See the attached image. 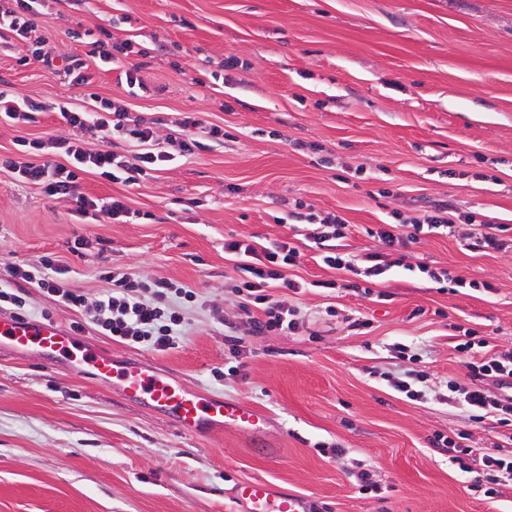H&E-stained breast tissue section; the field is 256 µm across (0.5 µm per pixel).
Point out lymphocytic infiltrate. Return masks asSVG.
<instances>
[{"label":"lymphocytic infiltrate","mask_w":512,"mask_h":512,"mask_svg":"<svg viewBox=\"0 0 512 512\" xmlns=\"http://www.w3.org/2000/svg\"><path fill=\"white\" fill-rule=\"evenodd\" d=\"M35 2L11 0L10 4H0V50L28 46L33 60L44 68L52 69L57 66V57L49 41L37 33L33 21L37 13ZM46 110L59 114L69 125L86 127L98 133L102 148L90 151L82 145L56 139L52 145L62 150L65 163L37 165L6 157L0 158V168L11 169L23 183L42 189L47 195L70 199L78 217L95 221L126 218L129 209L123 199L100 202L82 191L79 176L94 173L110 181L120 179L130 185H140L147 172L156 170L161 163L171 159L152 128L138 123L128 124L125 112L113 108L107 100L101 99L87 106L68 102L47 105L0 91V120L22 126L32 121L35 113ZM115 135L138 144V152L127 157L106 149V141ZM297 219L314 225L313 239L326 244L327 249L320 256L326 267L351 272L373 284L390 269V261L382 254L359 256L337 252L334 242L346 237L348 227L341 216L320 219L312 213H301ZM458 222L471 227L466 237L467 249L504 252L511 247L501 236L502 225L492 223L486 215L476 211L459 213L447 207L404 223L399 232L393 225H383L377 235L387 249L393 250L416 241L424 230L442 228L450 231ZM224 250L232 257L238 273L232 287L233 294L244 305L259 311L253 320V333L263 335L284 327L294 328L291 310L275 299L271 290L280 285L298 289V282L289 280L286 275L287 269L298 265L301 258L296 243L288 238L267 244L231 240L225 242ZM53 267L54 260L47 255L33 265L8 264V278L0 284V303L12 306L16 312H23L26 306L24 288L29 285L41 288L69 308L82 309L85 304L83 293L55 281L50 275ZM107 278L112 290L99 301L93 324L117 341L145 343L158 351L171 348L173 337L183 324L178 304L194 301L196 292L164 279L139 281L114 271L109 272ZM470 369L469 382L449 383V401L461 405L469 421H491L501 438L512 441V347L494 348L489 358L471 363ZM493 385L500 387V394L490 393L489 388ZM467 438V432L462 430L448 436L439 434L432 445L447 452L451 462L461 464L469 460L479 463L482 477L471 484L472 492L492 499L512 491V455L471 447L466 443Z\"/></svg>","instance_id":"obj_1"}]
</instances>
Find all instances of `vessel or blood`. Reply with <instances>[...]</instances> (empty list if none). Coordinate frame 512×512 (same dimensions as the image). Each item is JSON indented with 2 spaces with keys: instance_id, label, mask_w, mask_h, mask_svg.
Masks as SVG:
<instances>
[{
  "instance_id": "vessel-or-blood-1",
  "label": "vessel or blood",
  "mask_w": 512,
  "mask_h": 512,
  "mask_svg": "<svg viewBox=\"0 0 512 512\" xmlns=\"http://www.w3.org/2000/svg\"><path fill=\"white\" fill-rule=\"evenodd\" d=\"M29 351L51 368L75 373L118 389L123 398L169 418L183 434H196L233 422L260 430L262 414L243 403L203 395L187 389L169 372L147 361L116 363L111 354L88 345L51 320L0 314V350ZM239 498L249 512H308L304 495L279 492L264 480L238 483Z\"/></svg>"
}]
</instances>
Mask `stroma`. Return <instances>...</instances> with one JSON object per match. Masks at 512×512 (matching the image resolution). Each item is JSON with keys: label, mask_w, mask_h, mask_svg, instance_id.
<instances>
[{"label": "stroma", "mask_w": 512, "mask_h": 512, "mask_svg": "<svg viewBox=\"0 0 512 512\" xmlns=\"http://www.w3.org/2000/svg\"><path fill=\"white\" fill-rule=\"evenodd\" d=\"M38 24L61 59L88 54L79 36L89 31L135 52L109 64L88 55L86 86L0 53V79L46 104L111 100L174 159L140 187L84 175L83 192L133 211L115 223L82 222L68 199L0 171V261L52 255L58 280L85 296L80 312L29 289L27 318L83 324L80 340L248 402L266 427L185 435L36 354L0 353V512H247L234 497L244 478L305 494L312 512H512V493L472 495L477 472L431 445L460 429L475 448L500 442L492 422L448 403L447 383L470 378L453 327L512 346V253L468 250L460 223L423 233L365 296L317 288L346 274L303 239L287 275L308 290L274 291L299 326L261 336L224 253L228 239L293 237L296 212L345 218L344 253L383 252L378 225L439 207L481 211L512 239V0H42ZM134 66L140 90L125 82ZM190 113L224 139L183 158ZM20 137L101 146L50 112L0 122V156H17ZM423 264L493 289H440ZM115 268L197 292L174 348L118 342L91 324ZM228 331L241 340L234 355ZM399 343L417 361L398 358ZM412 369L424 374L417 398L391 385ZM362 471L374 489L360 490Z\"/></svg>", "instance_id": "obj_1"}]
</instances>
